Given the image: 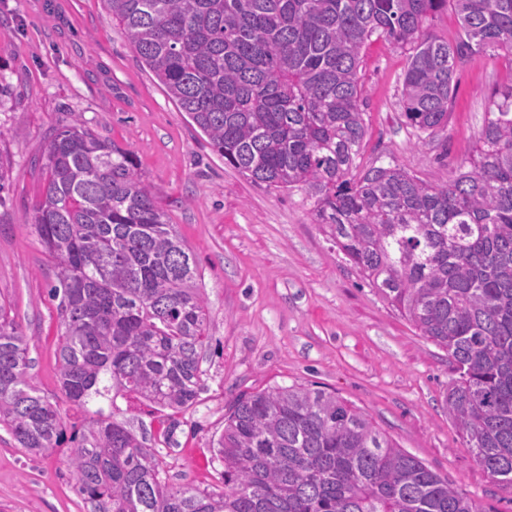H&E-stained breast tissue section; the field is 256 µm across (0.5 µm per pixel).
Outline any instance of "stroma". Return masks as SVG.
I'll return each instance as SVG.
<instances>
[{
	"label": "stroma",
	"mask_w": 512,
	"mask_h": 512,
	"mask_svg": "<svg viewBox=\"0 0 512 512\" xmlns=\"http://www.w3.org/2000/svg\"><path fill=\"white\" fill-rule=\"evenodd\" d=\"M405 53L383 39L363 51L368 127L364 164L399 165L442 184L469 156L492 92L512 63L479 53L457 69L445 132L407 125ZM81 122L131 150L159 206L193 253L210 316V346L195 404L161 411L135 395L101 400L165 463L163 480L224 488L217 440L240 395L302 384L336 393L376 429L488 512H512V488L475 462L448 416L456 374L447 353L419 336L364 282L319 225L301 190L255 185L143 66L102 0H0V296L29 339V376L67 422L82 412L59 383L53 262L31 226L52 134ZM66 448L28 454L0 428V512H89Z\"/></svg>",
	"instance_id": "obj_1"
}]
</instances>
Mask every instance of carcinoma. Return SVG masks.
I'll use <instances>...</instances> for the list:
<instances>
[{
    "label": "carcinoma",
    "mask_w": 512,
    "mask_h": 512,
    "mask_svg": "<svg viewBox=\"0 0 512 512\" xmlns=\"http://www.w3.org/2000/svg\"><path fill=\"white\" fill-rule=\"evenodd\" d=\"M140 59L224 157L272 191L300 188L314 221L458 377L448 415L476 463L512 487V83L495 89L473 153L448 182L363 165L362 50L407 52L403 115L448 125L457 67L512 62V0H104ZM448 8L459 33L429 31ZM34 228L54 261L67 430L28 379V337L0 303V424L31 455L69 444L92 512H486L368 416L303 385L238 397L218 440L224 490L173 488L125 425L89 409L133 393L194 405L209 314L193 254L133 152L82 123L51 137Z\"/></svg>",
    "instance_id": "obj_1"
}]
</instances>
